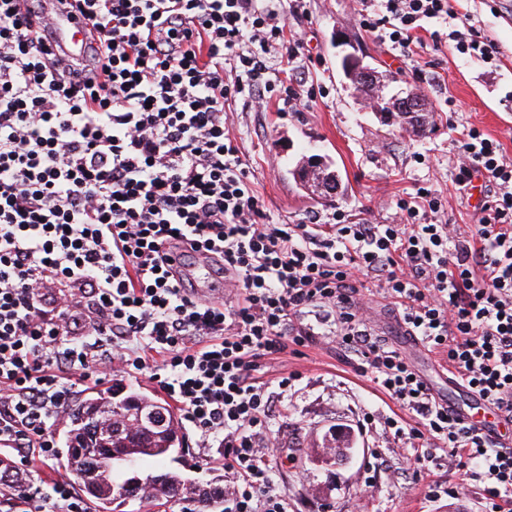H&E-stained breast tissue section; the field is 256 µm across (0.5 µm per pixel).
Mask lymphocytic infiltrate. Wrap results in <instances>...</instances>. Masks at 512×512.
<instances>
[{
  "label": "lymphocytic infiltrate",
  "instance_id": "1",
  "mask_svg": "<svg viewBox=\"0 0 512 512\" xmlns=\"http://www.w3.org/2000/svg\"><path fill=\"white\" fill-rule=\"evenodd\" d=\"M87 20L85 79L50 49L42 0H0V499L55 434L79 385L146 374L199 448L223 451L224 512H289L261 451L297 372L265 380L266 361L308 347L306 309L335 314L336 346L398 404L384 420L414 466L448 455L427 502L477 490L479 512H512V446L444 404L412 362L375 336L374 299L404 335L512 420V158L478 128L460 133L456 184L481 181L470 233L442 221L418 187L395 224H272L227 126L238 99L289 111L304 85L277 91L273 53L296 57L274 0H59ZM363 30L409 55L424 22L456 20L434 44L496 61L497 44L450 0H356ZM210 257L231 276L223 300L197 298L180 261Z\"/></svg>",
  "mask_w": 512,
  "mask_h": 512
}]
</instances>
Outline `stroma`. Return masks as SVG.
<instances>
[{"instance_id": "obj_1", "label": "stroma", "mask_w": 512, "mask_h": 512, "mask_svg": "<svg viewBox=\"0 0 512 512\" xmlns=\"http://www.w3.org/2000/svg\"><path fill=\"white\" fill-rule=\"evenodd\" d=\"M289 30L301 34L303 54L282 79L306 76L316 93L314 103L299 112L254 111L237 100L230 116L233 133L264 201L271 223L305 224L310 217L344 211L353 220L389 224L395 202L416 187L435 189L447 203L449 219L475 223L482 192L457 190L456 128L475 126L500 141L512 158V0H468L471 22L497 44L499 66L459 55L450 44L418 49L414 59L374 41L361 28L352 0H305L294 9L279 0ZM346 35L367 55L377 71L412 85L435 116L418 134L386 126L362 110L347 89L336 65ZM316 149L337 170L344 191L328 197L304 188L293 170L309 149ZM305 321L322 329L316 345L304 355L289 356V369L301 379L273 425L272 448L265 459L274 472L275 489L288 499L292 512H476V497L447 498L431 504L421 499L416 479L421 473L445 474L448 457L437 452L418 473L403 476L397 486L368 478L370 448L385 445V435L357 434L361 448L351 464L339 467L316 461L324 434L332 426H357L364 414L384 421L396 404L355 375L331 336L332 319L310 310ZM374 332L400 348L440 394L448 384L433 356L417 350L404 336L385 303L374 306Z\"/></svg>"}]
</instances>
